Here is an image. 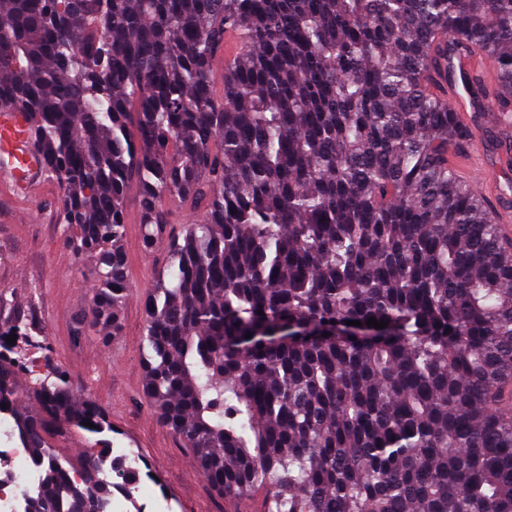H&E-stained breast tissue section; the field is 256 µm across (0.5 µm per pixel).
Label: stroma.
<instances>
[{
    "instance_id": "35a3bbf8",
    "label": "stroma",
    "mask_w": 512,
    "mask_h": 512,
    "mask_svg": "<svg viewBox=\"0 0 512 512\" xmlns=\"http://www.w3.org/2000/svg\"><path fill=\"white\" fill-rule=\"evenodd\" d=\"M61 197L53 184L39 203L0 202V290L9 300L0 308V325L29 323L44 338L40 360L65 371L74 400H92L104 409L111 444L150 457L153 488L168 498L158 512H230L201 476L191 451L145 401L144 299L165 271L169 253L163 243L150 252L141 246L137 187L128 192L123 239L132 290L115 336H103L92 323L93 278L67 243L59 221Z\"/></svg>"
}]
</instances>
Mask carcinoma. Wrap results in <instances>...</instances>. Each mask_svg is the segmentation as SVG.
<instances>
[{"mask_svg": "<svg viewBox=\"0 0 512 512\" xmlns=\"http://www.w3.org/2000/svg\"><path fill=\"white\" fill-rule=\"evenodd\" d=\"M450 37L512 112V0H0V109L63 190L94 323L117 331L130 294L129 186L146 251L169 205L199 213L144 300L146 399L230 504L512 512V249L450 167ZM24 366L0 359L41 467L26 512H104L129 488L106 442L56 448L103 410L58 367L22 408ZM92 444V441L85 439L77 432H73L68 434L62 442L60 451L77 463L84 457L91 454L96 455L100 451L101 447L98 445L91 446Z\"/></svg>", "mask_w": 512, "mask_h": 512, "instance_id": "cac0c4a2", "label": "carcinoma"}]
</instances>
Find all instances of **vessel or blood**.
I'll use <instances>...</instances> for the list:
<instances>
[{
  "label": "vessel or blood",
  "instance_id": "b4317fda",
  "mask_svg": "<svg viewBox=\"0 0 512 512\" xmlns=\"http://www.w3.org/2000/svg\"><path fill=\"white\" fill-rule=\"evenodd\" d=\"M448 74V104L458 122L481 133L486 124L512 121V114L502 111L493 97L477 100L472 96L473 79L488 83L495 80L494 66L487 56L449 51ZM28 140V125L22 112L17 109L0 112V177L16 194L35 199L40 195L43 173L40 157ZM460 163L478 194L492 204L498 223H511L512 193L504 187L501 178L503 170L512 168V157L503 151L493 163H486L482 143L475 139L466 147Z\"/></svg>",
  "mask_w": 512,
  "mask_h": 512
}]
</instances>
